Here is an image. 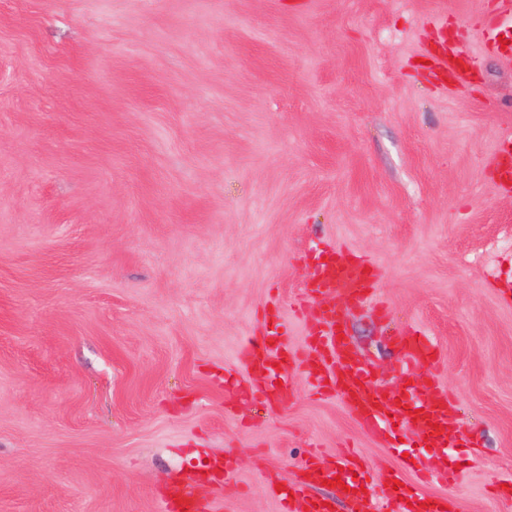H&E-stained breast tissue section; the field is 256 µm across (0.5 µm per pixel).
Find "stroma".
Returning a JSON list of instances; mask_svg holds the SVG:
<instances>
[{
  "label": "stroma",
  "mask_w": 512,
  "mask_h": 512,
  "mask_svg": "<svg viewBox=\"0 0 512 512\" xmlns=\"http://www.w3.org/2000/svg\"><path fill=\"white\" fill-rule=\"evenodd\" d=\"M497 0H0V512H160L167 481L230 456L223 512H278L272 479L356 451L380 475L424 456L362 432L293 370L250 386L241 348L281 301L293 349L308 255L370 259L342 308L361 363L447 385L458 512H512V195L489 165L512 129ZM467 57L449 80L438 49ZM415 329L433 364L392 348Z\"/></svg>",
  "instance_id": "1"
}]
</instances>
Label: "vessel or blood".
<instances>
[{"label":"vessel or blood","instance_id":"1","mask_svg":"<svg viewBox=\"0 0 512 512\" xmlns=\"http://www.w3.org/2000/svg\"><path fill=\"white\" fill-rule=\"evenodd\" d=\"M492 37H503L507 46L505 55H512V0H498L493 13L483 19ZM503 147L491 158L501 191H512V134H504ZM369 260L357 256L342 247H328L313 260L312 272L306 282V290L315 301L313 320L309 327L308 350L300 354L288 345L289 330L280 320L278 303L266 306L265 315L274 326L273 332L261 344H249L240 359L246 370L254 376H262L272 366H280L276 380L268 382L264 394L267 399H277L282 382L288 381V370L303 369L310 383L324 392H345L346 404L365 431L386 434L393 424H412L419 435L425 436L430 448L428 467L445 477L456 476V469L448 465V448L467 443L469 437L454 428L450 413L451 399L448 389L436 379H423L421 385L412 387L411 400H399L396 392L377 389L369 369L358 364L348 343L339 339L335 304L329 296L340 297L346 305H357L373 298L377 288V273L370 270ZM398 347L410 354L413 363L435 361L436 353L420 332H409L397 339ZM352 472L345 497L353 505V512H366L369 499L364 488L369 481L360 465L349 458L339 463L327 464L319 458H311L305 467L306 478L302 484L281 487L276 498L280 512H334L324 503L314 502L309 494L311 486L333 479L340 466ZM386 478L399 480L397 495L390 500L392 512H445L447 499H435L418 484L402 483L401 469L386 471ZM164 512H220L219 506L205 495L194 492L184 481H172L164 495Z\"/></svg>","mask_w":512,"mask_h":512}]
</instances>
